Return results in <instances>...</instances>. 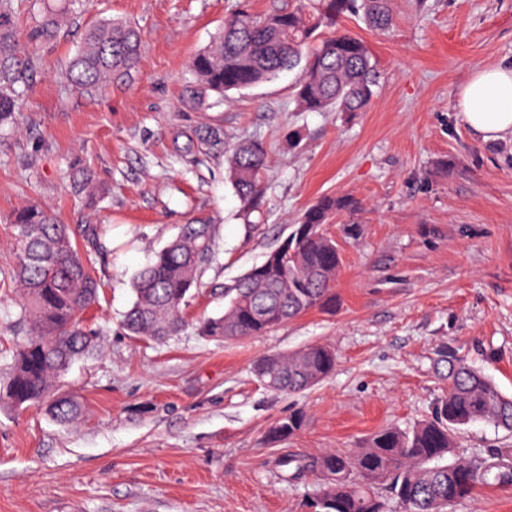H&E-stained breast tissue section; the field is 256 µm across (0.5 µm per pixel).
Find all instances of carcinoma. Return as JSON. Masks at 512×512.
Here are the masks:
<instances>
[{"instance_id":"1","label":"carcinoma","mask_w":512,"mask_h":512,"mask_svg":"<svg viewBox=\"0 0 512 512\" xmlns=\"http://www.w3.org/2000/svg\"><path fill=\"white\" fill-rule=\"evenodd\" d=\"M15 0H0V127L9 124L29 81L20 31L14 20ZM89 0H62L46 5L32 17L31 35H50L84 9ZM361 13L380 31L392 23L389 0H316L300 2L265 16L241 7L225 19L213 43L190 62L192 80L183 100L194 103L207 92L224 96L265 82L284 69L301 66L295 85L301 109L319 112L367 111L377 74L365 42L338 29L340 20ZM139 28L128 21H103L89 29L69 61L67 78L77 87L98 90L112 76L135 68L141 58ZM180 149L188 155L213 153L224 145L218 128L183 131ZM266 152L258 142L236 147L229 179L249 204L262 195ZM79 189L95 200V177L87 169L73 175ZM363 210L351 194L323 196L291 225L290 251L272 264L277 250L266 254L244 274L224 285V313L200 322L199 332L226 340L263 335L314 308L335 303L332 293L341 263L338 244L324 225L339 215ZM20 242L14 272L20 299V321L30 333L16 345L9 378L0 387V407L22 409L42 405L60 423L82 413L75 397L59 379L98 344V333L86 324L100 284L85 263L77 238L108 252L106 229L85 224L75 231L55 211L27 204L11 218ZM214 254V225L197 218L133 280L134 300L123 326L134 336L164 340L184 324L183 305L201 286ZM447 368L446 394L436 400L430 417L410 429L385 427L348 451H326L311 460L291 459L292 476L316 474L319 489L313 512H448V506L469 497L481 486L512 487V458L496 450L477 461L456 456V439L474 424L489 425L512 435V396L505 395L483 371L448 348L441 354ZM336 352L314 344L262 361L256 375L279 393L304 392L328 378ZM303 415L275 423L271 434L285 439L300 430Z\"/></svg>"}]
</instances>
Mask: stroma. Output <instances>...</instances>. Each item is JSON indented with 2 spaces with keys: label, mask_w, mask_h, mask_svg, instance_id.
Wrapping results in <instances>:
<instances>
[{
  "label": "stroma",
  "mask_w": 512,
  "mask_h": 512,
  "mask_svg": "<svg viewBox=\"0 0 512 512\" xmlns=\"http://www.w3.org/2000/svg\"><path fill=\"white\" fill-rule=\"evenodd\" d=\"M393 23L363 16L342 30L369 47L380 81L367 111L304 112L298 70L190 107L189 62L239 0H94L50 38L26 44L31 82L0 130V378L19 323L12 213L37 201L71 228L106 224L112 250L87 257L101 283L90 311L97 349L64 380L83 406L71 425L43 407L0 409V512H309L317 483L291 480L288 457L363 444L383 426L411 427L446 386L437 353L454 348L512 395V137L482 141L458 114V90L478 67L512 63V0H392ZM134 22L142 60L103 89L65 76L86 30ZM216 126L223 151L184 158L180 129ZM243 140L267 154L257 206L235 194L227 159ZM91 168L107 193L88 205L70 177ZM350 193L364 210L358 240L328 226L342 262L336 305L264 336L220 340L196 323L224 311L225 283L262 261L323 195ZM197 216L216 226L204 287L186 328L164 342L122 327L138 270ZM330 344L338 362L301 394L268 390L253 371L268 355ZM303 411L294 436L272 440ZM466 457L512 436L476 424L458 437Z\"/></svg>",
  "instance_id": "stroma-1"
}]
</instances>
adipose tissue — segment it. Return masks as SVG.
I'll return each mask as SVG.
<instances>
[{
	"mask_svg": "<svg viewBox=\"0 0 512 512\" xmlns=\"http://www.w3.org/2000/svg\"><path fill=\"white\" fill-rule=\"evenodd\" d=\"M457 107L482 139L512 136V65L475 70L458 92Z\"/></svg>",
	"mask_w": 512,
	"mask_h": 512,
	"instance_id": "1",
	"label": "adipose tissue"
}]
</instances>
